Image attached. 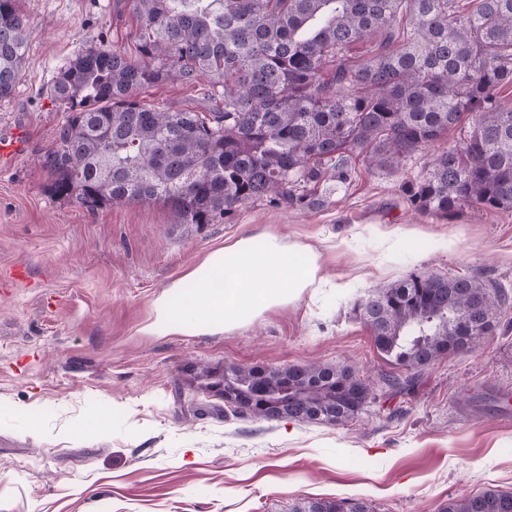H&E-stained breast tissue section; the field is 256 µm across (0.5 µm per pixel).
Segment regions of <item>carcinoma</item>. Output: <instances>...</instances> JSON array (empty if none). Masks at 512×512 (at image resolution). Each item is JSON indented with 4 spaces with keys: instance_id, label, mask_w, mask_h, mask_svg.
<instances>
[{
    "instance_id": "cac0c4a2",
    "label": "carcinoma",
    "mask_w": 512,
    "mask_h": 512,
    "mask_svg": "<svg viewBox=\"0 0 512 512\" xmlns=\"http://www.w3.org/2000/svg\"><path fill=\"white\" fill-rule=\"evenodd\" d=\"M136 55L89 47L57 73L50 97L69 112L42 167L56 196L90 210L158 202L178 224H210L254 202L310 210L319 185L352 179V155L377 168L461 127L403 187L410 206L453 222L477 204L512 210V0H121ZM21 0H0V99L27 53ZM385 33L354 67L348 48ZM206 80L208 112L150 104L146 87ZM507 293L474 277L414 273L357 303L382 356L418 372L497 327ZM224 405L261 419L294 396L299 420L344 424L370 404L349 366L202 368ZM253 401L246 410L239 402ZM292 512H372L349 498ZM439 512H512L488 489Z\"/></svg>"
}]
</instances>
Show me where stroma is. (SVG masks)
Wrapping results in <instances>:
<instances>
[{"instance_id":"stroma-1","label":"stroma","mask_w":512,"mask_h":512,"mask_svg":"<svg viewBox=\"0 0 512 512\" xmlns=\"http://www.w3.org/2000/svg\"><path fill=\"white\" fill-rule=\"evenodd\" d=\"M119 0H22L26 63L0 101V512H289L362 499L373 512H438L449 499L512 492V420L461 413L471 388L512 384V302L492 335L416 374L410 390L343 425L227 412L199 388L206 366L339 363L384 391L395 368L355 301L416 272L477 276L512 298V212L472 207L454 222L411 210L398 169L353 158L323 206L247 205L178 224L163 204L88 210L51 194L41 161L67 119L47 90L91 46L134 53ZM149 103L202 111L203 87L169 81ZM419 228L409 240L401 229ZM266 231L313 250L325 286L252 323L198 336L142 334L153 299L212 250ZM105 419L102 430H88Z\"/></svg>"}]
</instances>
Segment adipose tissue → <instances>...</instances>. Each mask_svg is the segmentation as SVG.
I'll return each instance as SVG.
<instances>
[{
	"instance_id": "1",
	"label": "adipose tissue",
	"mask_w": 512,
	"mask_h": 512,
	"mask_svg": "<svg viewBox=\"0 0 512 512\" xmlns=\"http://www.w3.org/2000/svg\"><path fill=\"white\" fill-rule=\"evenodd\" d=\"M312 256L300 254L267 233L247 234L211 252L152 304V319L142 328L171 335L223 331L254 321L263 310L296 299L319 281ZM192 286L191 306L173 300Z\"/></svg>"
}]
</instances>
